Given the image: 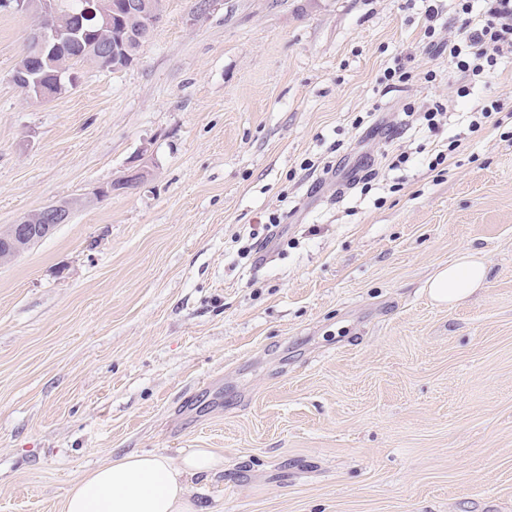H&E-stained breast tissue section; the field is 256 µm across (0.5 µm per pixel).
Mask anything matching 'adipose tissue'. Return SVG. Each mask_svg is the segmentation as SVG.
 <instances>
[{
	"mask_svg": "<svg viewBox=\"0 0 512 512\" xmlns=\"http://www.w3.org/2000/svg\"><path fill=\"white\" fill-rule=\"evenodd\" d=\"M489 268L467 250L438 268L428 280L429 297L452 306L483 288ZM223 459L209 448H194L179 459L158 453H132L85 472L73 480L63 512H197L189 498L190 479L221 468Z\"/></svg>",
	"mask_w": 512,
	"mask_h": 512,
	"instance_id": "ef3b65f1",
	"label": "adipose tissue"
}]
</instances>
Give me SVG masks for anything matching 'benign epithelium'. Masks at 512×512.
Listing matches in <instances>:
<instances>
[{
    "instance_id": "obj_1",
    "label": "benign epithelium",
    "mask_w": 512,
    "mask_h": 512,
    "mask_svg": "<svg viewBox=\"0 0 512 512\" xmlns=\"http://www.w3.org/2000/svg\"><path fill=\"white\" fill-rule=\"evenodd\" d=\"M165 0H81L80 5L69 12L70 25L61 29L53 24L58 15L59 0H0V10L26 13L37 8L42 23L32 27L26 39V50L12 73V82L26 97L36 103L64 94L75 85L76 76L63 77L56 70L57 59L74 43L86 49H98L106 58L108 69L117 70L128 64L138 51L140 44L148 39L163 14ZM126 16H137L144 27L126 32L119 47L112 46L113 24L121 23ZM96 18L94 29H86V18ZM55 77L53 85L44 78ZM146 175L142 167L130 170L118 181L114 188L125 189L136 185ZM69 203L49 204L37 214L21 216L7 230L0 232L6 246V254H0V262L16 255L38 242L71 217Z\"/></svg>"
}]
</instances>
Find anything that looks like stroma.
Instances as JSON below:
<instances>
[{
	"label": "stroma",
	"instance_id": "stroma-1",
	"mask_svg": "<svg viewBox=\"0 0 512 512\" xmlns=\"http://www.w3.org/2000/svg\"><path fill=\"white\" fill-rule=\"evenodd\" d=\"M196 3L42 103L11 80L31 18L0 13V229L75 206L0 264V512L192 448L224 459L198 512H512V57L461 95L424 0ZM466 249L486 287L434 304Z\"/></svg>",
	"mask_w": 512,
	"mask_h": 512
}]
</instances>
